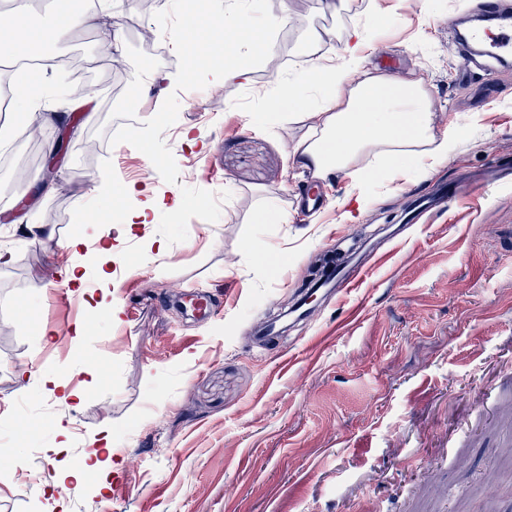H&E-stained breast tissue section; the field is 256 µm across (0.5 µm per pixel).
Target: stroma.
<instances>
[{
	"label": "stroma",
	"instance_id": "obj_1",
	"mask_svg": "<svg viewBox=\"0 0 512 512\" xmlns=\"http://www.w3.org/2000/svg\"><path fill=\"white\" fill-rule=\"evenodd\" d=\"M473 2L308 0L297 12L278 0L272 14L290 17L272 48L281 65L179 92L178 119L162 134L173 184L130 144L109 143L171 92L176 52L152 12L114 0L97 26L56 45L57 58H80L82 85L64 68L48 72L37 111L45 136L31 141L27 115L10 113L13 162L0 165V448L17 456L0 466V512H50L60 472L93 451L112 453L119 469L106 490L93 473L71 484L67 512H99L107 498L112 512H512V179L479 190L471 181L493 159L512 163V65L468 75L448 17ZM370 14L389 22L367 69L394 58V83L428 90L433 133L460 135L447 159L373 185L351 223L346 175L323 177V210L295 200L308 171L292 150L317 119L283 112L259 127L251 117L276 78L336 58ZM101 25L121 32L120 49L102 51ZM59 114L71 120L68 149L46 194ZM94 140L92 156L84 144ZM443 182L469 193L408 224L414 196ZM131 184L163 202L147 223L129 221L138 201L120 191ZM176 196L184 208L167 210ZM270 207L281 221L259 223ZM79 212L87 224L74 223ZM24 223L55 236L33 239ZM114 229L124 232L117 244ZM111 243L112 304L139 310L126 325L96 301ZM354 244L390 257L341 300L317 297L312 316L259 336L323 257ZM78 259L79 333L44 292L56 263ZM191 287L208 291L210 318L175 302ZM46 376L77 398L44 393Z\"/></svg>",
	"mask_w": 512,
	"mask_h": 512
}]
</instances>
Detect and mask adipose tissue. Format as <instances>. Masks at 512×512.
<instances>
[{"label": "adipose tissue", "mask_w": 512, "mask_h": 512, "mask_svg": "<svg viewBox=\"0 0 512 512\" xmlns=\"http://www.w3.org/2000/svg\"><path fill=\"white\" fill-rule=\"evenodd\" d=\"M86 0H55L51 22L44 27L24 25L25 39L12 40L6 50L15 57L22 52L36 53L38 72L46 74L57 62L50 52L60 30L94 19ZM383 22L354 26L336 64L321 70H303L279 81L265 105L266 114L311 111L320 130L311 139L300 142L292 151L299 165L320 174L350 172L355 157L377 151L387 162L385 168L365 172L370 182L395 172L418 170L424 158L446 159L459 135L449 129L441 138L430 133L431 114L426 110L427 91L419 85L402 88L388 78L365 68L364 48L380 32ZM360 74L358 83H349L351 74ZM346 98L343 110L333 111L335 99ZM427 153H420V146Z\"/></svg>", "instance_id": "ef3b65f1"}]
</instances>
